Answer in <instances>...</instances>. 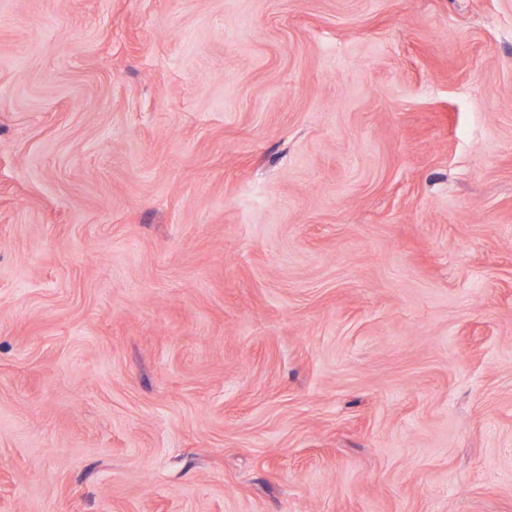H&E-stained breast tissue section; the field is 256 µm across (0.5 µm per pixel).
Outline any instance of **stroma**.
Here are the masks:
<instances>
[{
  "mask_svg": "<svg viewBox=\"0 0 512 512\" xmlns=\"http://www.w3.org/2000/svg\"><path fill=\"white\" fill-rule=\"evenodd\" d=\"M0 512H512V0H0Z\"/></svg>",
  "mask_w": 512,
  "mask_h": 512,
  "instance_id": "1",
  "label": "stroma"
}]
</instances>
